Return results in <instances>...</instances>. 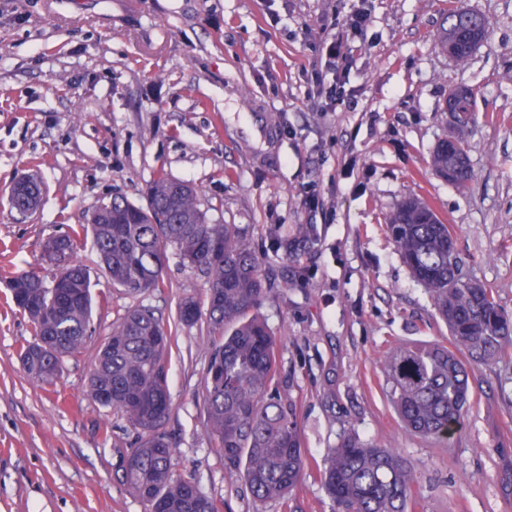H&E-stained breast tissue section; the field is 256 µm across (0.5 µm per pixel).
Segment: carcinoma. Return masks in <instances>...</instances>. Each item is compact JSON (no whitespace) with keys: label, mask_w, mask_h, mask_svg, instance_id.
Wrapping results in <instances>:
<instances>
[{"label":"carcinoma","mask_w":512,"mask_h":512,"mask_svg":"<svg viewBox=\"0 0 512 512\" xmlns=\"http://www.w3.org/2000/svg\"><path fill=\"white\" fill-rule=\"evenodd\" d=\"M440 35L448 39L483 25L482 15L449 13ZM451 155L434 150L430 169L444 177ZM432 209L417 199L399 204L387 229L413 278L427 290L448 324L456 351L431 342L399 346L387 359V390L404 427L446 442L463 425L469 399L468 372L458 354L474 362L498 358L512 345V320L493 294L462 275L448 225L423 217ZM94 245L112 285L129 294L162 288L168 249L207 279L209 324L221 336L210 349L204 378L206 430L224 461L242 472L260 501L286 500L304 470L295 411L278 389L275 336L256 313L265 294L259 259L235 224H210L197 192L161 173L137 205L119 196L90 224ZM85 225L60 237L72 258L66 276L73 293L57 296L40 275L9 278L15 306L31 320L35 341L20 354L27 374L52 385L62 363L89 339L94 301L90 279L74 256ZM198 303L186 299L179 320L194 324ZM170 347L160 319L149 308L131 310L100 347L89 377V395L123 415L137 442L123 465V481L149 512H221V503L202 494L173 471V445L163 427L170 413L167 359ZM337 512H411L418 478L385 443L354 435L329 450L321 473Z\"/></svg>","instance_id":"cac0c4a2"}]
</instances>
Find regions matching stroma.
<instances>
[{
	"instance_id": "1",
	"label": "stroma",
	"mask_w": 512,
	"mask_h": 512,
	"mask_svg": "<svg viewBox=\"0 0 512 512\" xmlns=\"http://www.w3.org/2000/svg\"><path fill=\"white\" fill-rule=\"evenodd\" d=\"M458 7L489 21L464 63L438 43ZM358 10L370 17L361 32L346 24ZM328 37L350 51L354 102H332L313 78ZM459 85L475 93L462 128L443 109ZM456 135L474 173L463 191L429 167ZM24 172L43 184L28 215L6 194ZM161 172L196 188L209 223L241 227L260 259L258 312L305 452L288 500L255 498L209 439L214 334L207 318L178 320L185 298L204 299L206 278L176 253L163 288L131 295L84 241L91 339L55 385L21 366L33 325L8 277L35 270L52 282L60 268L45 261L46 241L103 197L145 203ZM408 197L448 224L469 278L512 317V0H0V512H148L122 481L135 431L88 388L113 323L140 306L171 331L174 470L223 512H336L320 472L351 433L390 444L414 471L416 512H512V348L469 363L464 427L448 442L406 432L386 393L395 346L450 342L387 231Z\"/></svg>"
}]
</instances>
